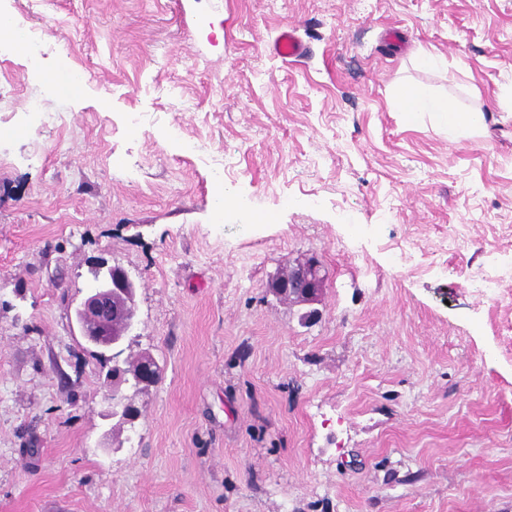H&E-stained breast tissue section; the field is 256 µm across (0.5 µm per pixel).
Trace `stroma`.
Wrapping results in <instances>:
<instances>
[{
    "label": "stroma",
    "instance_id": "obj_1",
    "mask_svg": "<svg viewBox=\"0 0 512 512\" xmlns=\"http://www.w3.org/2000/svg\"><path fill=\"white\" fill-rule=\"evenodd\" d=\"M0 13L48 44L32 73L0 41V512H512V308L474 277L512 253V0ZM312 256L306 322L268 284ZM101 259L137 285L123 356L163 368L130 426L73 320ZM276 52L281 58H293L302 56L306 48L298 37L295 28L289 27L281 31L276 43ZM401 100L406 112L411 114L422 109L436 113L448 125V133L452 136H469L482 125L480 112H460L456 105L447 99L424 102L418 91L412 87L402 89Z\"/></svg>",
    "mask_w": 512,
    "mask_h": 512
}]
</instances>
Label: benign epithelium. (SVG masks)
Instances as JSON below:
<instances>
[{"label":"benign epithelium","instance_id":"1","mask_svg":"<svg viewBox=\"0 0 512 512\" xmlns=\"http://www.w3.org/2000/svg\"><path fill=\"white\" fill-rule=\"evenodd\" d=\"M319 267L318 259L311 257L288 269V275L278 276L268 288L278 296L286 293L300 297L305 304L319 301L324 288L323 277L311 276V270ZM134 283L124 268L99 261L95 265L94 283L74 309L76 323L85 341L96 349L100 356H106L120 344L134 325L135 302L132 299ZM127 298L124 305L115 308V313L123 318V329L112 332V324L93 321V314L102 308H112V298Z\"/></svg>","mask_w":512,"mask_h":512}]
</instances>
